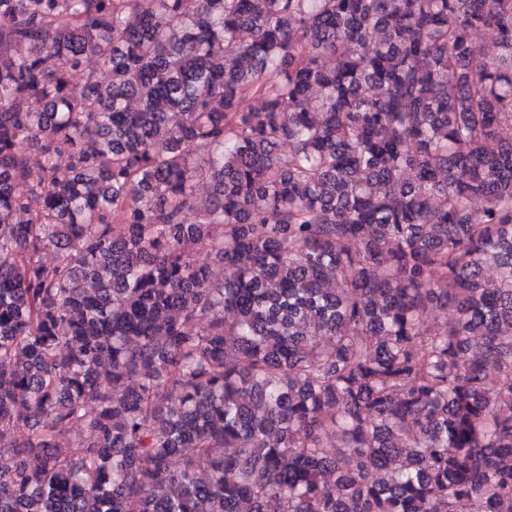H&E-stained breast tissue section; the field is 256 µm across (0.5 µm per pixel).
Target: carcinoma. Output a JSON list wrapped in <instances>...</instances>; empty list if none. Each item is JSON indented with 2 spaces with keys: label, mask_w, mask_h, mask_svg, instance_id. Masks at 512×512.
Wrapping results in <instances>:
<instances>
[{
  "label": "carcinoma",
  "mask_w": 512,
  "mask_h": 512,
  "mask_svg": "<svg viewBox=\"0 0 512 512\" xmlns=\"http://www.w3.org/2000/svg\"><path fill=\"white\" fill-rule=\"evenodd\" d=\"M506 128L512 0H0V512H512Z\"/></svg>",
  "instance_id": "obj_1"
}]
</instances>
